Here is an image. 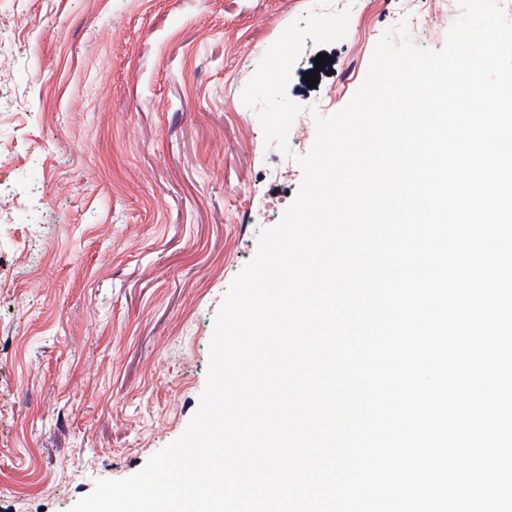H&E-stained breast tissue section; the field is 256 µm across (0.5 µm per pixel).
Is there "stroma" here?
<instances>
[{"label": "stroma", "mask_w": 512, "mask_h": 512, "mask_svg": "<svg viewBox=\"0 0 512 512\" xmlns=\"http://www.w3.org/2000/svg\"><path fill=\"white\" fill-rule=\"evenodd\" d=\"M463 13L0 0V512H69L183 434L223 297L299 193L314 115L348 104L387 30L438 51Z\"/></svg>", "instance_id": "stroma-1"}]
</instances>
